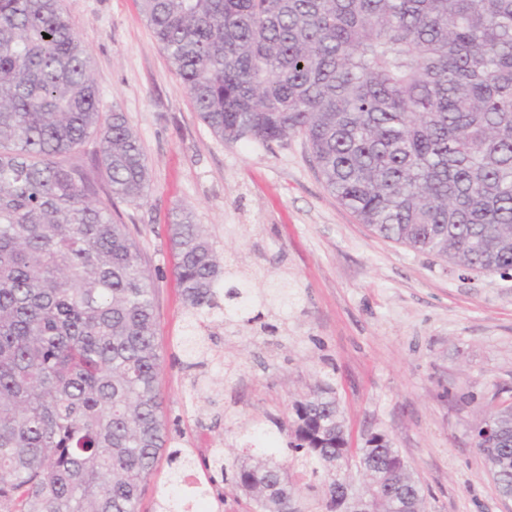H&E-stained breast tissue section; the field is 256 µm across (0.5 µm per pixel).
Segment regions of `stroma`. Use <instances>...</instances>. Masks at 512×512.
I'll use <instances>...</instances> for the list:
<instances>
[{
    "mask_svg": "<svg viewBox=\"0 0 512 512\" xmlns=\"http://www.w3.org/2000/svg\"><path fill=\"white\" fill-rule=\"evenodd\" d=\"M88 48L104 112L120 111L149 165L148 199L114 207L155 289L165 444L138 512H157L168 453H263L277 421L328 382L351 445L383 432L420 479L425 512H512L474 448L493 396L512 397V281L462 271L384 240L339 204L302 137L270 146L216 138L195 111L138 0H61ZM191 209L230 273L288 279L275 335L227 331L215 314L200 368L183 351L188 314L168 222Z\"/></svg>",
    "mask_w": 512,
    "mask_h": 512,
    "instance_id": "1",
    "label": "stroma"
}]
</instances>
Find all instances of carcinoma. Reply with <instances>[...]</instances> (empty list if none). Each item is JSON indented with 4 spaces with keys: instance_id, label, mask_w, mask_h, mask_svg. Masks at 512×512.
<instances>
[{
    "instance_id": "1",
    "label": "carcinoma",
    "mask_w": 512,
    "mask_h": 512,
    "mask_svg": "<svg viewBox=\"0 0 512 512\" xmlns=\"http://www.w3.org/2000/svg\"><path fill=\"white\" fill-rule=\"evenodd\" d=\"M214 136L300 135L326 188L383 239L468 271L512 273V0H140ZM50 38H44V35ZM97 163H67L89 139ZM148 165L121 112L104 115L90 55L60 0H0V512H138L164 445L154 288L139 246L100 200H146ZM188 311L184 351L205 353L208 314L273 335L251 275L225 276L204 226L169 225ZM283 459L202 460L232 470L253 512H424L422 486L385 433L346 489L349 435L333 388L294 405ZM512 497V403L473 428ZM172 460L160 512L194 452ZM309 475L304 509L290 469Z\"/></svg>"
}]
</instances>
